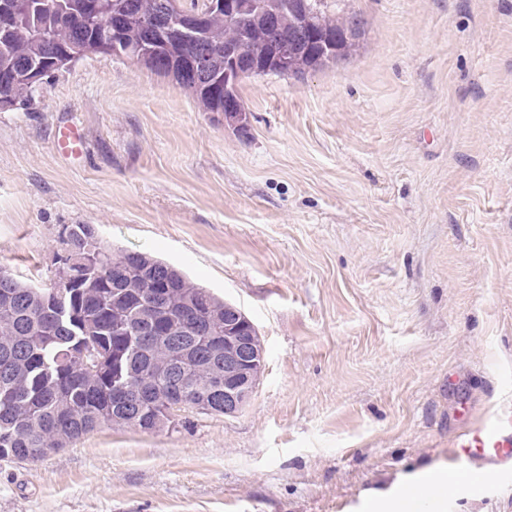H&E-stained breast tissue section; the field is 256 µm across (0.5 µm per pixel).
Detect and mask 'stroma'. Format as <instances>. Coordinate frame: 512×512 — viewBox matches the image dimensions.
<instances>
[{"mask_svg": "<svg viewBox=\"0 0 512 512\" xmlns=\"http://www.w3.org/2000/svg\"><path fill=\"white\" fill-rule=\"evenodd\" d=\"M343 8L347 56L239 82L243 132L106 54L0 112V267L47 285L90 224L236 304L266 354L237 415L0 460V512H366L453 464L465 404L512 403V0ZM447 512H512V471ZM54 144L58 152L67 158H77L82 155L83 136L73 124L63 123L56 127Z\"/></svg>", "mask_w": 512, "mask_h": 512, "instance_id": "1", "label": "stroma"}]
</instances>
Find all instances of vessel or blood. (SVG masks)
<instances>
[{
    "label": "vessel or blood",
    "instance_id": "b4317fda",
    "mask_svg": "<svg viewBox=\"0 0 512 512\" xmlns=\"http://www.w3.org/2000/svg\"><path fill=\"white\" fill-rule=\"evenodd\" d=\"M54 144L65 157L82 154L83 136L73 124L56 127ZM464 464L443 470L442 477L451 487L479 486L486 467H512V414H501L463 428L455 443Z\"/></svg>",
    "mask_w": 512,
    "mask_h": 512
}]
</instances>
